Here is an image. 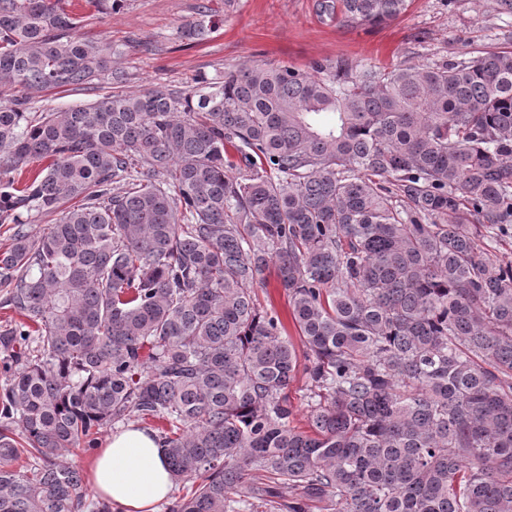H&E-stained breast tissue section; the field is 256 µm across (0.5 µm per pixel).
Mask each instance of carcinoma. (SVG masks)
Masks as SVG:
<instances>
[{"label": "carcinoma", "instance_id": "cac0c4a2", "mask_svg": "<svg viewBox=\"0 0 512 512\" xmlns=\"http://www.w3.org/2000/svg\"><path fill=\"white\" fill-rule=\"evenodd\" d=\"M62 2L0 0L1 90L130 80ZM406 8L342 0L372 25ZM215 29L203 0L177 36ZM6 223L0 512H112L59 458L132 419L160 423L167 512H512V265L477 228L512 230V46L2 98ZM271 265L301 355L256 303ZM302 369L303 368L301 367L299 368L294 380L289 386L288 393L290 394L294 405L297 407L294 425L301 427L302 430H308V407L302 398L303 389L305 388V377Z\"/></svg>", "mask_w": 512, "mask_h": 512}]
</instances>
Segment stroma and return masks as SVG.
Instances as JSON below:
<instances>
[{"label": "stroma", "mask_w": 512, "mask_h": 512, "mask_svg": "<svg viewBox=\"0 0 512 512\" xmlns=\"http://www.w3.org/2000/svg\"><path fill=\"white\" fill-rule=\"evenodd\" d=\"M85 16L84 35L120 45V64L135 94L156 84L192 89L199 75L215 76L247 62L307 69L315 60L435 64L490 45L512 42V15L490 0H409L406 11L381 25L323 14L320 0H211L220 19L211 38L183 46L178 26L195 16L198 0H126L101 14L71 0Z\"/></svg>", "instance_id": "obj_1"}]
</instances>
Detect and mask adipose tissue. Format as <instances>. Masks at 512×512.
<instances>
[{
  "label": "adipose tissue",
  "mask_w": 512,
  "mask_h": 512,
  "mask_svg": "<svg viewBox=\"0 0 512 512\" xmlns=\"http://www.w3.org/2000/svg\"><path fill=\"white\" fill-rule=\"evenodd\" d=\"M89 483L96 497L119 506L121 512H160L174 479L153 432L128 426L112 432L100 448Z\"/></svg>",
  "instance_id": "obj_1"
}]
</instances>
